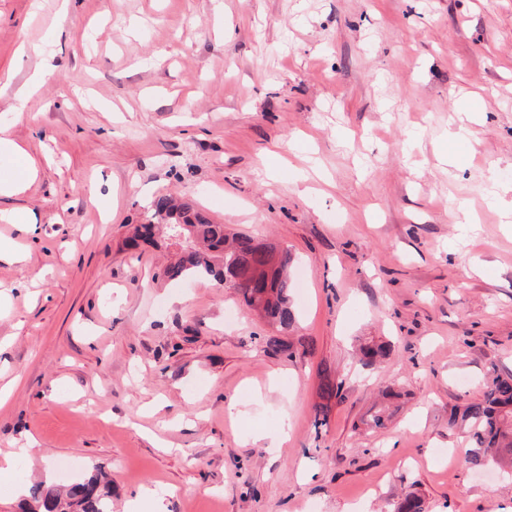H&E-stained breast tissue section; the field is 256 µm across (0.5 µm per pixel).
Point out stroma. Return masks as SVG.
I'll return each instance as SVG.
<instances>
[{
    "label": "stroma",
    "mask_w": 512,
    "mask_h": 512,
    "mask_svg": "<svg viewBox=\"0 0 512 512\" xmlns=\"http://www.w3.org/2000/svg\"><path fill=\"white\" fill-rule=\"evenodd\" d=\"M37 71L23 112L0 96L38 165L0 197V455L36 443L0 512L63 461L109 474L112 512L146 486L167 512H512L448 425L512 372V0H0V79ZM162 193L292 254L306 347L164 279L165 240L127 248Z\"/></svg>",
    "instance_id": "stroma-1"
}]
</instances>
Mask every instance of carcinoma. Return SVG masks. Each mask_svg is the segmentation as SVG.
<instances>
[{
	"label": "carcinoma",
	"instance_id": "1",
	"mask_svg": "<svg viewBox=\"0 0 512 512\" xmlns=\"http://www.w3.org/2000/svg\"><path fill=\"white\" fill-rule=\"evenodd\" d=\"M165 225L167 236L180 229L186 241L178 257L163 270L170 280L212 278L228 283L243 297L245 304L259 312L279 332L290 330L295 312L290 302L292 262L286 251L257 242L247 235H230L224 225L210 220L194 204L170 195L155 197L147 223L135 228L128 247L154 243L156 224ZM360 361L374 365L387 354L382 343L367 342L360 347ZM400 393L389 391L369 421L372 429L385 428L392 415L391 406ZM448 427L462 428L467 434L465 456L468 463L484 467L490 463L512 465V374L494 375L482 397L448 415ZM112 491L100 470L61 490L54 484L38 483L23 503V512H112ZM394 512H424L422 499L406 493Z\"/></svg>",
	"mask_w": 512,
	"mask_h": 512
}]
</instances>
